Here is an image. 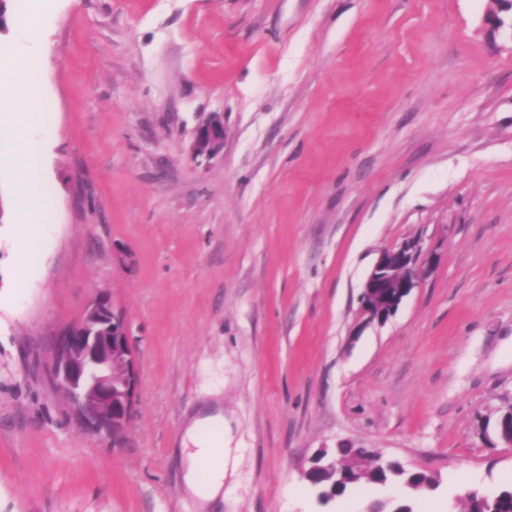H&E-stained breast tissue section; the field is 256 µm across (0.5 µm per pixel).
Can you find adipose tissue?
Here are the masks:
<instances>
[{"label": "adipose tissue", "instance_id": "1", "mask_svg": "<svg viewBox=\"0 0 512 512\" xmlns=\"http://www.w3.org/2000/svg\"><path fill=\"white\" fill-rule=\"evenodd\" d=\"M41 145L25 137L8 156L4 167L22 195L16 205L18 274L41 257L44 225L41 217L45 198L40 178ZM182 444L189 450L185 484L201 506L224 496V414L216 411L191 420L185 427Z\"/></svg>", "mask_w": 512, "mask_h": 512}]
</instances>
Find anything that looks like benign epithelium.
Wrapping results in <instances>:
<instances>
[{
	"mask_svg": "<svg viewBox=\"0 0 512 512\" xmlns=\"http://www.w3.org/2000/svg\"><path fill=\"white\" fill-rule=\"evenodd\" d=\"M502 0H488L483 17L491 39L508 31L512 38V6L499 14ZM224 125L201 126L191 143L196 157L209 158L223 149ZM418 239L382 250L368 273L359 297L365 323L385 324L404 299L433 268L432 257L422 258ZM54 383L66 394L78 422L94 435L119 441L137 402L138 377L134 351L122 316L109 299L95 295L82 318L65 325L50 354Z\"/></svg>",
	"mask_w": 512,
	"mask_h": 512,
	"instance_id": "7a95c632",
	"label": "benign epithelium"
}]
</instances>
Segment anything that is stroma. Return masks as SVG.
<instances>
[{
  "mask_svg": "<svg viewBox=\"0 0 512 512\" xmlns=\"http://www.w3.org/2000/svg\"><path fill=\"white\" fill-rule=\"evenodd\" d=\"M51 192L16 287L0 176V512H199L185 423L224 409L211 512L326 509L320 449L369 448L458 486L512 488L482 419L512 405V42L485 0H46ZM224 147L194 157L212 118ZM421 239L432 274L385 324L359 295L380 252ZM121 313L139 374L120 442L74 420L48 362L91 298Z\"/></svg>",
  "mask_w": 512,
  "mask_h": 512,
  "instance_id": "1",
  "label": "stroma"
}]
</instances>
